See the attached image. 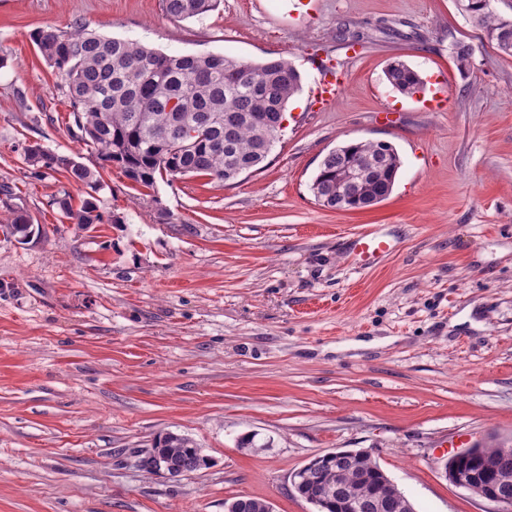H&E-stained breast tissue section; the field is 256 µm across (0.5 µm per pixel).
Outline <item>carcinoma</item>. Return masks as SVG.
Here are the masks:
<instances>
[{
  "label": "carcinoma",
  "mask_w": 512,
  "mask_h": 512,
  "mask_svg": "<svg viewBox=\"0 0 512 512\" xmlns=\"http://www.w3.org/2000/svg\"><path fill=\"white\" fill-rule=\"evenodd\" d=\"M218 0H161L164 14L186 20L212 11ZM470 17L496 49L512 56V21L498 16L490 0H465ZM33 40L53 67L69 101L72 132L95 160L87 165L53 153L38 143L23 148L36 171L49 170L89 189L73 205L63 189L53 200L62 217L82 229L103 221L95 194L102 170L116 166L136 186L152 190L157 178L203 176L217 184L236 180L264 162L281 135L287 105L299 90L297 69L283 57L253 62L228 54H166L140 42L108 38L79 26L62 31L37 29ZM393 89L414 95L423 88L418 73L395 60L384 71ZM402 165L388 142L352 141L329 151L310 185L324 207L356 210L384 201ZM355 177L348 180V173ZM10 218L0 232L21 245L42 233L24 209L10 204V187H0ZM158 456L181 466L204 454L190 438L167 433L158 438ZM464 470L482 491L512 497V443L479 442L469 449ZM335 460L306 469L303 493L321 495L323 512H346L338 491ZM352 497L387 502L385 512H411L383 469L368 452L344 467Z\"/></svg>",
  "instance_id": "obj_1"
}]
</instances>
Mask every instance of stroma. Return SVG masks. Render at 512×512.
<instances>
[{"mask_svg":"<svg viewBox=\"0 0 512 512\" xmlns=\"http://www.w3.org/2000/svg\"><path fill=\"white\" fill-rule=\"evenodd\" d=\"M78 23L168 54L287 58L288 125L229 185L161 179L148 200L105 170L103 221L81 229L52 200L85 186L23 160L32 141L87 152L32 39ZM395 58L423 93L386 82ZM326 65L345 83L320 107ZM356 140L397 149L393 191L323 207L318 166ZM4 183L44 233L0 236V512H225L240 496L314 512L290 475L339 450L369 452L417 512H492L445 464L512 437V57L461 0H219L181 21L161 0H0ZM380 226L394 252L358 267L349 236ZM167 432L212 466L138 467Z\"/></svg>","mask_w":512,"mask_h":512,"instance_id":"stroma-1","label":"stroma"}]
</instances>
